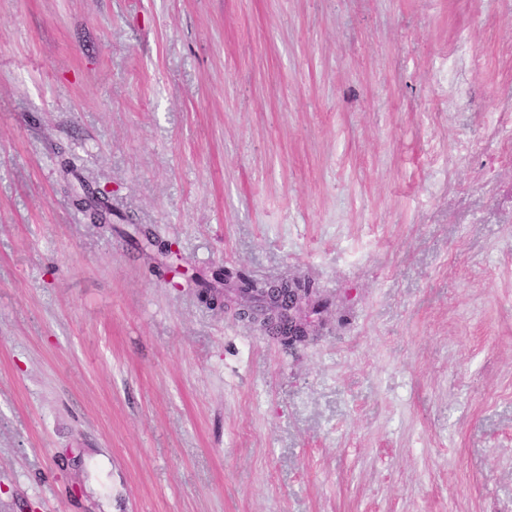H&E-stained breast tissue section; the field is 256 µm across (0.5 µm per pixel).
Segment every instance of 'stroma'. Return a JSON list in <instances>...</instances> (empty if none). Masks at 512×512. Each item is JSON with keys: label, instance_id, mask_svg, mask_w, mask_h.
<instances>
[{"label": "stroma", "instance_id": "obj_1", "mask_svg": "<svg viewBox=\"0 0 512 512\" xmlns=\"http://www.w3.org/2000/svg\"><path fill=\"white\" fill-rule=\"evenodd\" d=\"M0 512H512V0H0ZM298 288L282 282L266 288L262 304L242 305L237 315L242 320L258 324L268 335L288 346L306 343L314 336L315 324L310 313L315 309L314 290L295 282Z\"/></svg>", "mask_w": 512, "mask_h": 512}]
</instances>
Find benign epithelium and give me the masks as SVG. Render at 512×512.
I'll return each mask as SVG.
<instances>
[{"label":"benign epithelium","instance_id":"7a95c632","mask_svg":"<svg viewBox=\"0 0 512 512\" xmlns=\"http://www.w3.org/2000/svg\"><path fill=\"white\" fill-rule=\"evenodd\" d=\"M315 309L314 290L274 283L266 289L262 304L243 305L239 318L257 324L269 336L290 346L306 343L315 332L310 313Z\"/></svg>","mask_w":512,"mask_h":512}]
</instances>
